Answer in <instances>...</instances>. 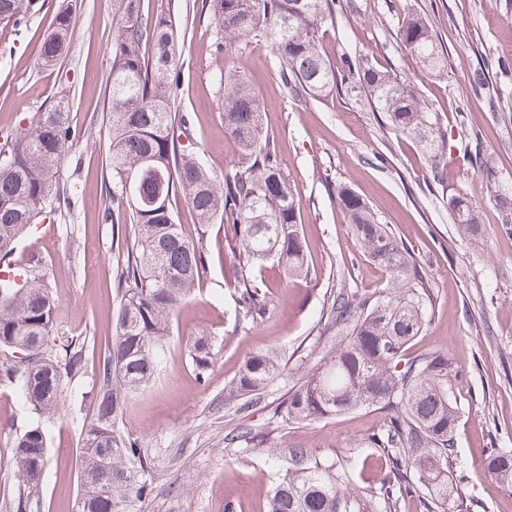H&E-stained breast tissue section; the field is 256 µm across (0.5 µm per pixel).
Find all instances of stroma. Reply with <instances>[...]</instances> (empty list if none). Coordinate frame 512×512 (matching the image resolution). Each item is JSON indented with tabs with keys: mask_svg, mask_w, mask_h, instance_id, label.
<instances>
[{
	"mask_svg": "<svg viewBox=\"0 0 512 512\" xmlns=\"http://www.w3.org/2000/svg\"><path fill=\"white\" fill-rule=\"evenodd\" d=\"M200 0H141L144 13L173 17L179 38V85L175 106L189 118L190 136L207 168L222 176L234 161L224 130V91L214 65L216 24L200 13ZM67 0H35L15 24L0 27V147L21 118L44 111L55 95L69 94L76 138L60 170L74 185L67 207L34 225L14 258L37 256L60 304L58 336L88 340L84 374L71 382L66 414L49 430V463L28 512H72L79 495L82 429L93 413L89 391L99 356L112 338L118 299L112 278L118 220L109 196L107 77L112 37L126 16L127 0H79L70 28V51L56 66H42V41ZM427 17L448 55L438 75L423 69L397 35L407 12ZM335 59L342 52L368 56L394 72L425 100L452 145L458 167L433 181L432 161L410 136L392 129L383 114L340 93L294 101L280 82L278 58L268 43L232 47L227 67L242 71L266 106L265 130L296 198L307 247V275L290 280L275 268L260 275L269 311L247 328L235 322L233 267L238 242L222 224L200 225L182 198L172 202L174 220L190 238L204 237L206 278L175 313L161 374L129 402L122 427L141 440L154 462V497L132 512H266L270 459L224 454V387L249 353L277 349L285 369L264 401L246 418L266 428L280 451L308 448L340 461L355 486L369 492L374 460L372 433L387 422L386 410L360 408L341 416L284 423L273 409L314 363L328 300L339 291L370 294L386 287L388 272L355 243L336 189H353L388 224L415 259L432 297L431 318L408 344L402 361L427 352L447 356L460 408L455 450L465 468L457 479L478 512H512V488L495 483L484 468L490 449H512V218L488 193L482 173L463 157L462 143L479 142L496 181L512 186V0H352L336 12L323 41ZM482 73L497 99L473 92ZM471 197L481 231L463 234L448 212L455 192ZM212 336L215 362L199 382L188 349ZM29 419L19 390L0 383V503L13 492L11 441Z\"/></svg>",
	"mask_w": 512,
	"mask_h": 512,
	"instance_id": "1",
	"label": "stroma"
}]
</instances>
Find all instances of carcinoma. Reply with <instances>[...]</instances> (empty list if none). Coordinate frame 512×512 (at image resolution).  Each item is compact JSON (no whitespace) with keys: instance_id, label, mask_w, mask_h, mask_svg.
Returning a JSON list of instances; mask_svg holds the SVG:
<instances>
[{"instance_id":"carcinoma-1","label":"carcinoma","mask_w":512,"mask_h":512,"mask_svg":"<svg viewBox=\"0 0 512 512\" xmlns=\"http://www.w3.org/2000/svg\"><path fill=\"white\" fill-rule=\"evenodd\" d=\"M29 7L30 0H0V24L17 21ZM76 7L68 0L56 13L42 45L43 66L63 57ZM201 10L216 23L215 53L266 40L291 98L305 102L339 90L363 93L392 127L417 138L445 169V145L438 143L431 112L417 91L367 57L344 53L333 62L324 56L319 32L333 21L336 0H201ZM397 35L429 71L447 66L425 17L408 13ZM178 63L175 22L146 15L140 0H127L126 19L112 39L106 124L110 202L129 213L131 227L117 249L119 307L92 391V419L82 436L77 512H130L155 490L151 459L141 441L125 435L120 421L130 399L158 377L173 315L207 274L203 239L186 237L175 224L173 197L182 194L200 223L219 222L238 239V323L266 315V293L253 284L255 268L271 260L290 278L306 274L294 193L263 134L265 104L239 71L220 68L224 129L237 160L219 179L175 133L187 125L174 110ZM70 112L69 98L58 97L0 148L2 264H10L16 244L35 221L69 202L71 189L61 184L59 171L75 137ZM148 158L161 176L148 170ZM471 163L482 170L499 207L512 210V194L500 190L480 155ZM337 197L357 245L389 272L390 287L376 296L347 291L332 296L318 360L277 403L274 415L300 422L363 407L391 411L389 422L370 437L385 460L384 476L363 495L347 468L307 448H290L288 466L272 474L268 512H399L403 495L418 488L426 512H446L452 500L462 512H475L478 505L464 501L450 476L459 408L448 357L426 353L397 369L402 350L427 323L430 294L424 277L362 197L346 186L338 188ZM448 210L463 233L479 234V217L467 194L450 195ZM4 272L0 348L12 358L0 364V381L16 387L36 415L12 441L14 495L4 508L27 512L48 464V424L65 412L66 390L84 369L85 342L53 335L58 303L41 262ZM213 349L210 336L197 337L189 348L201 382L213 364ZM283 370L274 350L249 354L224 387V407L238 415L258 405ZM266 443L265 433L246 425L224 434V451L236 455L259 454ZM485 467L496 482L512 487L511 449H494Z\"/></svg>"}]
</instances>
